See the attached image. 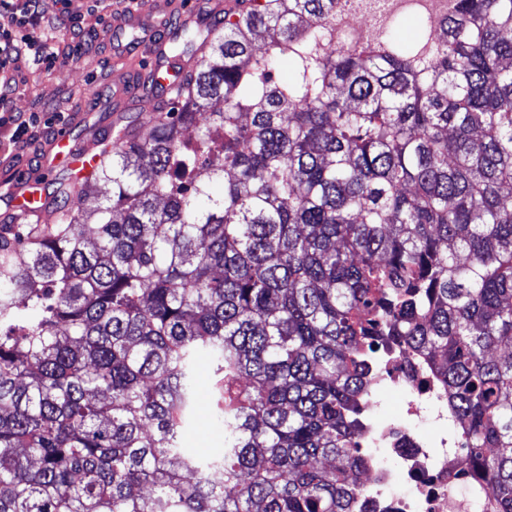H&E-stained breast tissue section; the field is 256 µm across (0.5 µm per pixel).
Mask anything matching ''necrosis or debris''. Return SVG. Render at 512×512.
Returning a JSON list of instances; mask_svg holds the SVG:
<instances>
[{
	"label": "necrosis or debris",
	"instance_id": "necrosis-or-debris-1",
	"mask_svg": "<svg viewBox=\"0 0 512 512\" xmlns=\"http://www.w3.org/2000/svg\"><path fill=\"white\" fill-rule=\"evenodd\" d=\"M455 6L456 0H337L336 13L326 23L327 48L338 52L376 42L385 25L398 16L429 21V36L438 39L442 21ZM382 382L401 392L405 415L381 422L375 399L364 404L370 490L357 499L355 512H490L482 486L463 462L462 434L448 428V394L429 362L412 352H393ZM425 422L439 427V436H425L420 430ZM380 445L389 448L394 464L374 454Z\"/></svg>",
	"mask_w": 512,
	"mask_h": 512
}]
</instances>
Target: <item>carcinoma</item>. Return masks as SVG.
Returning a JSON list of instances; mask_svg holds the SVG:
<instances>
[{
    "instance_id": "1",
    "label": "carcinoma",
    "mask_w": 512,
    "mask_h": 512,
    "mask_svg": "<svg viewBox=\"0 0 512 512\" xmlns=\"http://www.w3.org/2000/svg\"><path fill=\"white\" fill-rule=\"evenodd\" d=\"M335 14L181 29L201 64L149 137L56 179L57 222L0 227V512H353L392 339L512 512V0L329 54ZM202 354L207 458L184 445Z\"/></svg>"
}]
</instances>
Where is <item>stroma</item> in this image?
<instances>
[{"mask_svg": "<svg viewBox=\"0 0 512 512\" xmlns=\"http://www.w3.org/2000/svg\"><path fill=\"white\" fill-rule=\"evenodd\" d=\"M104 15L95 0H70L54 26L60 54L55 66L38 67L25 57L16 62L22 86L12 104L14 111L65 113L74 120L73 134L78 138L111 124V80L123 62L113 54V42L103 25ZM54 134V128L40 123L15 144L10 140V130L0 129V162L14 161L36 170L39 153ZM198 370V414L188 440L199 452L210 453L223 447L224 431L211 419L208 358H200Z\"/></svg>", "mask_w": 512, "mask_h": 512, "instance_id": "obj_1", "label": "stroma"}]
</instances>
